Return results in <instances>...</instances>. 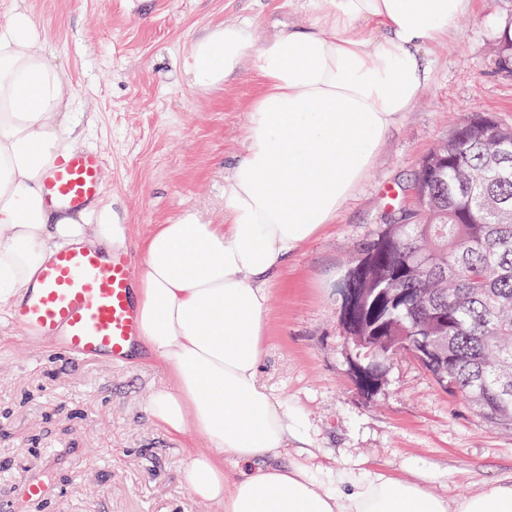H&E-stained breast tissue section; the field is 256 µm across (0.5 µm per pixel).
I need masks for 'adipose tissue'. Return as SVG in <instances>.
Wrapping results in <instances>:
<instances>
[{"label":"adipose tissue","mask_w":512,"mask_h":512,"mask_svg":"<svg viewBox=\"0 0 512 512\" xmlns=\"http://www.w3.org/2000/svg\"><path fill=\"white\" fill-rule=\"evenodd\" d=\"M318 23L259 37L250 22L198 36L190 82L215 88L249 71L261 92L244 154L224 180V221L186 214L141 244L135 305L141 344L166 368L147 403L169 433L208 450L186 465L191 493L224 512H512V483L448 502L422 483L366 471L319 486L303 415L259 379L268 279L334 223L430 78L423 49L450 35L472 0H317ZM68 72L45 55L24 0L0 24V313L53 250H114L126 227L56 213L46 174L74 149L63 127Z\"/></svg>","instance_id":"obj_1"}]
</instances>
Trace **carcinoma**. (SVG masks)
Instances as JSON below:
<instances>
[{
    "mask_svg": "<svg viewBox=\"0 0 512 512\" xmlns=\"http://www.w3.org/2000/svg\"><path fill=\"white\" fill-rule=\"evenodd\" d=\"M485 115L467 119L429 161L442 173L413 221L393 214L347 270L356 314L340 319L348 355L389 363L426 342V366L494 428H512V152Z\"/></svg>",
    "mask_w": 512,
    "mask_h": 512,
    "instance_id": "carcinoma-1",
    "label": "carcinoma"
}]
</instances>
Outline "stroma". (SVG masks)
<instances>
[{"label": "stroma", "mask_w": 512, "mask_h": 512, "mask_svg": "<svg viewBox=\"0 0 512 512\" xmlns=\"http://www.w3.org/2000/svg\"><path fill=\"white\" fill-rule=\"evenodd\" d=\"M48 59L70 74L65 130L103 156L101 207L137 246L185 214L224 218V178L246 148L247 112L260 85L249 73L201 90L187 84L191 41L224 22L248 21L262 37L311 28L312 0H26ZM512 0H476L446 40L430 43L431 79L381 148L369 176L334 224L270 278L269 336L260 380L305 415L312 467L333 475L363 464L449 500L490 481L512 482V430L488 425L411 357L393 360L373 397L348 370L340 290L360 244L392 205L415 203L422 158L468 117L512 126V74L498 42ZM166 382L147 354L134 363L80 362L24 337L0 317V507L7 512H224L186 484L183 438L146 412ZM48 476L55 497L20 495L24 476Z\"/></svg>", "instance_id": "obj_1"}]
</instances>
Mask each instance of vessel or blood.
<instances>
[{"mask_svg": "<svg viewBox=\"0 0 512 512\" xmlns=\"http://www.w3.org/2000/svg\"><path fill=\"white\" fill-rule=\"evenodd\" d=\"M102 168L97 150H74L43 183L47 205L61 212L91 210L103 193ZM134 282L130 252L64 245L17 302L12 320L71 359L126 364L140 334Z\"/></svg>", "mask_w": 512, "mask_h": 512, "instance_id": "vessel-or-blood-1", "label": "vessel or blood"}]
</instances>
